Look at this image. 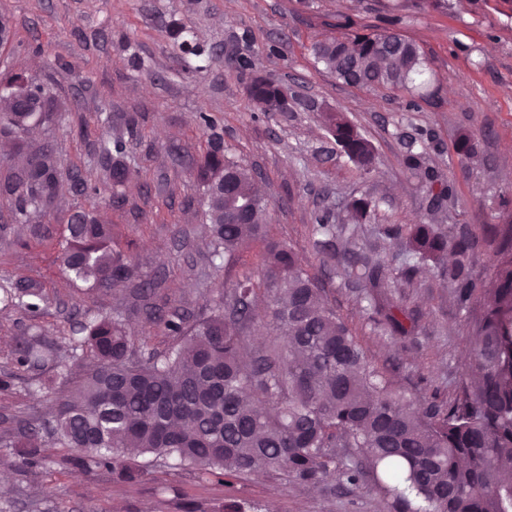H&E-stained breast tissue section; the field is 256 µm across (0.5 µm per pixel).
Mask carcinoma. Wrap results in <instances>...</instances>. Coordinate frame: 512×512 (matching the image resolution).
I'll return each mask as SVG.
<instances>
[{
    "instance_id": "obj_1",
    "label": "carcinoma",
    "mask_w": 512,
    "mask_h": 512,
    "mask_svg": "<svg viewBox=\"0 0 512 512\" xmlns=\"http://www.w3.org/2000/svg\"><path fill=\"white\" fill-rule=\"evenodd\" d=\"M312 55L352 86L359 75L366 86L405 87L425 70L419 47L394 32L329 35L312 46ZM6 87L12 91L0 98L1 130L23 134L49 119L43 86L20 89L13 79ZM248 93L262 112H280L289 104L288 89L270 77H252ZM325 122L341 151L370 172L371 144L338 112L328 113ZM101 148L112 183H124L130 165L122 142L104 140ZM425 176L432 204L455 197L451 184L432 172ZM198 178L213 259L228 262L258 242V271L244 272L220 289L210 313L192 323L177 309L149 306L150 320L176 338L161 353L142 355L146 343L127 336L118 318L89 319L76 349L95 361L92 371L75 392L58 399L52 419L1 438L0 446L14 449L36 470L47 434L48 445L70 450L61 468L94 466L128 482L141 476L135 460L140 455L212 476L267 470L310 484L333 477L354 489L369 471L391 497L393 512H512V220L487 225L481 238L466 227L408 228L409 253L438 264L460 308L480 307L464 376L448 400L434 396L416 413L388 389L385 374L369 361L295 252L269 234V202L253 170L213 144L198 164ZM60 187L54 153L43 146L18 169L8 191L16 212L27 216L51 204ZM371 206L367 198L352 201L348 220L361 223ZM316 231L318 251L340 255L345 280L361 288L391 330L406 332L397 316L401 308L378 303L377 295L399 281L411 283L416 267L402 268L396 278L354 238L339 248L327 212L317 216ZM484 243L496 246V264L478 281L472 270ZM59 247L65 271L91 291L138 279L136 299L144 302L154 294L139 258L114 249L112 228L85 212L74 214ZM261 296L269 299L273 338L251 353L245 329ZM41 300L32 286L0 290L5 308L21 305L35 312ZM53 359L54 347L41 334L17 342L19 367ZM338 448H354L356 455L338 464Z\"/></svg>"
}]
</instances>
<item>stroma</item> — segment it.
I'll use <instances>...</instances> for the list:
<instances>
[{
    "label": "stroma",
    "instance_id": "stroma-1",
    "mask_svg": "<svg viewBox=\"0 0 512 512\" xmlns=\"http://www.w3.org/2000/svg\"><path fill=\"white\" fill-rule=\"evenodd\" d=\"M1 12L12 17L14 37L0 46V76L20 74L44 86L56 109L29 135L0 132V285L32 282L44 295L34 314L0 307V374L13 376L10 389L0 391V435L43 422L84 374L75 363L62 375L17 367V340L37 326L70 357L79 322L114 315L130 290L125 283L92 293L60 270L56 243L76 211H96L111 224L114 244L136 254L155 280L156 303L194 318L207 312L219 283L256 265V243L225 266L208 259L196 167L212 139L261 173L271 235L292 246L391 391L415 407L431 394H451L472 346V315L459 308L434 263H420L411 287L393 289L408 314V332L391 333L376 324L337 262L317 254L316 216L338 215L351 199L373 197L375 215L346 232L398 269L407 243L387 235L389 227L476 230L512 213L511 9L500 0H0ZM387 28L424 55L429 76L420 93L348 86L313 58L312 45L326 34ZM238 55L287 87L290 111L257 109L247 92L251 74L229 63ZM336 111L372 144L370 173L331 137L324 116ZM84 122L123 142L131 176L119 189L101 165L99 142L81 135ZM464 135L477 144L465 158L455 150ZM45 142L63 188L27 220L4 186ZM418 151L426 168L455 188L454 201L442 208H430L425 183L404 164ZM76 176L97 185L99 195L75 193ZM114 190L121 203L105 206L104 196ZM60 454L49 449L34 475L0 447V461L10 465L0 477V512H221L230 500L242 512H390L370 480L357 491L334 479L305 484L272 472L224 483L144 456L141 477L128 483L99 468L59 472Z\"/></svg>",
    "mask_w": 512,
    "mask_h": 512
}]
</instances>
